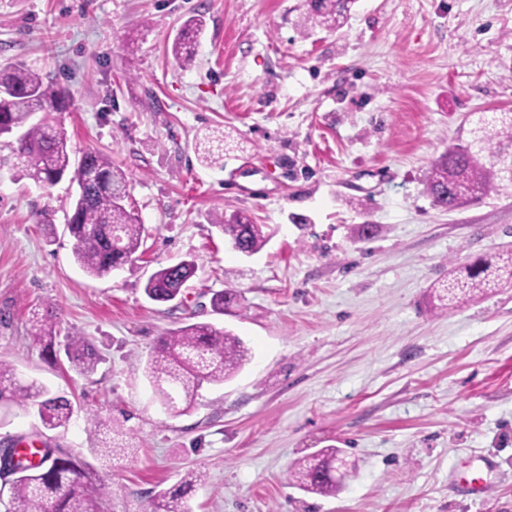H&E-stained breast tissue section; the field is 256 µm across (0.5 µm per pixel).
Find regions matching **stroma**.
I'll return each mask as SVG.
<instances>
[{
  "instance_id": "35a3bbf8",
  "label": "stroma",
  "mask_w": 512,
  "mask_h": 512,
  "mask_svg": "<svg viewBox=\"0 0 512 512\" xmlns=\"http://www.w3.org/2000/svg\"><path fill=\"white\" fill-rule=\"evenodd\" d=\"M305 0H0V69L70 91L74 150L121 166L144 253L110 276L75 263L64 230L77 185L20 177L0 139V358L74 404L45 429L0 405V448L26 438L77 458L109 487L107 512H146L188 471L193 512H512V286L452 310L429 289L477 255L512 250V192L454 211L425 191L432 161L512 111V0H356L336 31L301 27ZM203 15L194 64L170 47ZM138 42L134 55L124 36ZM223 135V161L198 146ZM265 225L246 256L215 223ZM371 225V237L362 234ZM195 260L176 300L143 287ZM234 288L242 308L211 307ZM55 304L93 373L51 364L29 319ZM210 322L252 357L184 414L145 366L167 330ZM130 437L103 460L93 419ZM349 464L335 495L299 490L294 464L327 446ZM481 478L482 496L464 479Z\"/></svg>"
}]
</instances>
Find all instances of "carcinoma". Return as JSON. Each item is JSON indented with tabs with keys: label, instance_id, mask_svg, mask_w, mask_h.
<instances>
[{
	"label": "carcinoma",
	"instance_id": "1",
	"mask_svg": "<svg viewBox=\"0 0 512 512\" xmlns=\"http://www.w3.org/2000/svg\"><path fill=\"white\" fill-rule=\"evenodd\" d=\"M355 0H307L303 29L336 31L347 22ZM205 25L201 16H192L180 26L171 43V54L179 66L187 68L196 58V43ZM70 105V94L37 71L24 65L0 73V138H12L16 148L15 167L21 176L43 186L59 183L69 172L86 170L94 175L79 193L65 229L74 240L76 263L91 277L103 278L132 261L143 247L146 232L138 214L128 204L126 173L112 159L94 149L76 155L56 112ZM475 129L482 139L448 147L428 171L425 188L433 204L454 210L478 202L512 186L498 159L512 149V115L503 112L491 118L479 117ZM228 237L233 248L255 254L267 242L263 226L239 211L214 224ZM118 230L120 243L112 246V231ZM193 260H182L160 268L148 278L144 293L152 301L175 300L194 276ZM512 282V253L478 256L461 267L456 276L440 285L436 295L441 306L452 309L463 299L473 298ZM213 310L219 313L240 307L234 289L213 293ZM57 307L42 305L31 319L34 335L46 341V352L54 353ZM65 354L83 374L94 371L98 356L92 344L81 336H69ZM251 351L241 338L211 323H189L165 333L156 352L147 361L146 373L167 411L180 415L193 404L203 384L231 379L250 360ZM29 404L37 407L48 428L63 427L74 413L66 396L36 381L20 380L14 367L0 360V404ZM339 450L323 448L296 463L291 475L309 493L334 495L341 483L328 476ZM203 474L188 472L180 481L160 490L150 503V512H192L189 501ZM108 497L105 488L93 483L84 468L70 457L44 450L41 464L21 466L10 480L5 512H103Z\"/></svg>",
	"mask_w": 512,
	"mask_h": 512
}]
</instances>
